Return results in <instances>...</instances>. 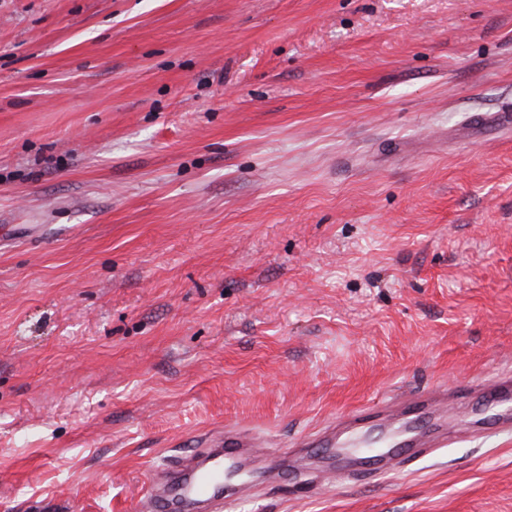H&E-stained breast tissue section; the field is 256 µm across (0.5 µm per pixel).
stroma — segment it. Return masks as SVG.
Segmentation results:
<instances>
[{"instance_id":"1","label":"stroma","mask_w":512,"mask_h":512,"mask_svg":"<svg viewBox=\"0 0 512 512\" xmlns=\"http://www.w3.org/2000/svg\"><path fill=\"white\" fill-rule=\"evenodd\" d=\"M512 373V0H0V512H137ZM228 512H512V434ZM197 446L209 449L181 456L172 465L164 483L158 484L157 473L151 472L138 511L224 510V479L237 477L235 473L224 474V468H247L250 459L255 458L253 448L258 445L245 431L225 427L224 432L199 438Z\"/></svg>"}]
</instances>
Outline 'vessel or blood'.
<instances>
[{"mask_svg":"<svg viewBox=\"0 0 512 512\" xmlns=\"http://www.w3.org/2000/svg\"><path fill=\"white\" fill-rule=\"evenodd\" d=\"M476 390L491 414L488 421L471 422V430L481 432L491 426L512 432V376L506 374L479 384ZM464 397V391L451 392L439 386L391 402L382 401L304 436L299 445L325 449L339 470L390 473L402 466L407 454L427 456L447 447L448 408L461 404ZM408 411L429 416L430 425L424 429L407 427L386 450H364L371 429L391 427L399 413ZM197 445V452L181 456L172 465L165 482L149 475L138 503L140 512H223L224 470L229 466L247 468L256 443L246 432L227 429L199 438Z\"/></svg>","mask_w":512,"mask_h":512,"instance_id":"1","label":"vessel or blood"}]
</instances>
